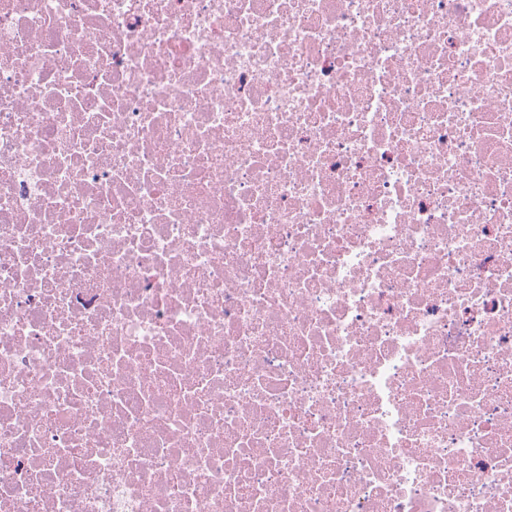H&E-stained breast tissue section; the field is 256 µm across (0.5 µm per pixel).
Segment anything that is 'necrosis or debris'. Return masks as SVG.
<instances>
[{"label":"necrosis or debris","mask_w":512,"mask_h":512,"mask_svg":"<svg viewBox=\"0 0 512 512\" xmlns=\"http://www.w3.org/2000/svg\"><path fill=\"white\" fill-rule=\"evenodd\" d=\"M0 512H512V0H0Z\"/></svg>","instance_id":"obj_1"}]
</instances>
